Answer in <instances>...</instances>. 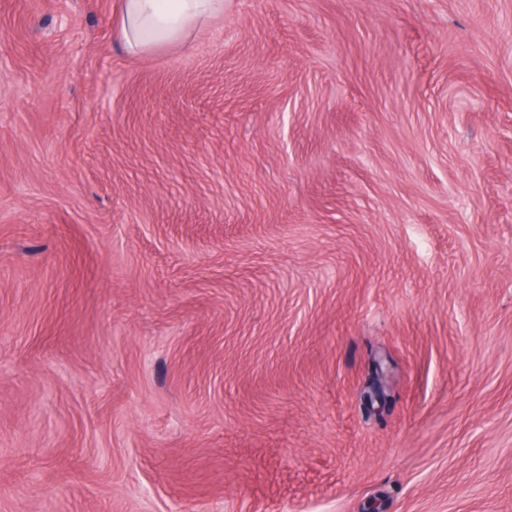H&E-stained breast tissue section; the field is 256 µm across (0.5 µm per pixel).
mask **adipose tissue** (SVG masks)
Listing matches in <instances>:
<instances>
[{
	"label": "adipose tissue",
	"instance_id": "1",
	"mask_svg": "<svg viewBox=\"0 0 512 512\" xmlns=\"http://www.w3.org/2000/svg\"><path fill=\"white\" fill-rule=\"evenodd\" d=\"M224 12V0H121V37L135 54L174 45Z\"/></svg>",
	"mask_w": 512,
	"mask_h": 512
}]
</instances>
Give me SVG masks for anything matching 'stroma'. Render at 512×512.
<instances>
[{"instance_id":"1","label":"stroma","mask_w":512,"mask_h":512,"mask_svg":"<svg viewBox=\"0 0 512 512\" xmlns=\"http://www.w3.org/2000/svg\"><path fill=\"white\" fill-rule=\"evenodd\" d=\"M119 3L0 0V512H512V0ZM224 14V0H121V38L134 54L174 45Z\"/></svg>"}]
</instances>
